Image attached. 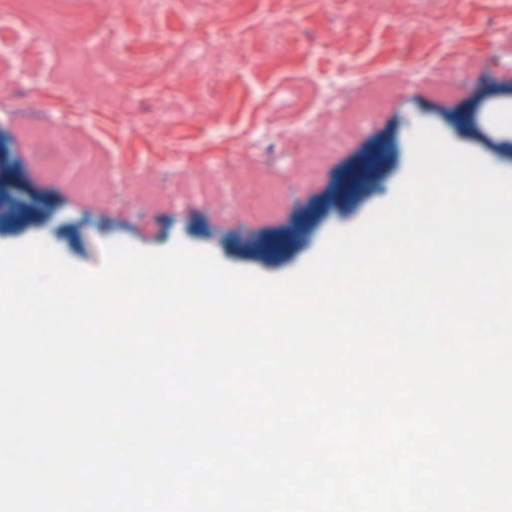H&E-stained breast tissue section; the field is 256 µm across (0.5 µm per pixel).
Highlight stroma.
Listing matches in <instances>:
<instances>
[{"mask_svg":"<svg viewBox=\"0 0 512 512\" xmlns=\"http://www.w3.org/2000/svg\"><path fill=\"white\" fill-rule=\"evenodd\" d=\"M142 18L140 0L120 12L104 8L105 25L127 34L121 55L103 44L84 58L69 44L57 70H41L36 90L0 91V245L41 237L93 271L105 244L180 241L281 277L333 230L358 225L392 198L409 171L417 123L512 170V136L482 123L484 112L512 106V0H224L213 14L157 0L151 21L165 38L152 47L164 64L155 75L137 66ZM191 21L205 45L192 63L181 49ZM452 68L456 92L436 94ZM384 81L398 94L334 150L342 88ZM129 85L135 117L119 94ZM295 85L313 92L306 110L284 108ZM203 102L213 112L182 117ZM48 115L57 121L46 139L67 159L56 174L25 135ZM314 154L318 172L301 179ZM92 167L134 205L79 193L74 182ZM271 182L289 191L273 210L260 194Z\"/></svg>","mask_w":512,"mask_h":512,"instance_id":"1","label":"stroma"}]
</instances>
